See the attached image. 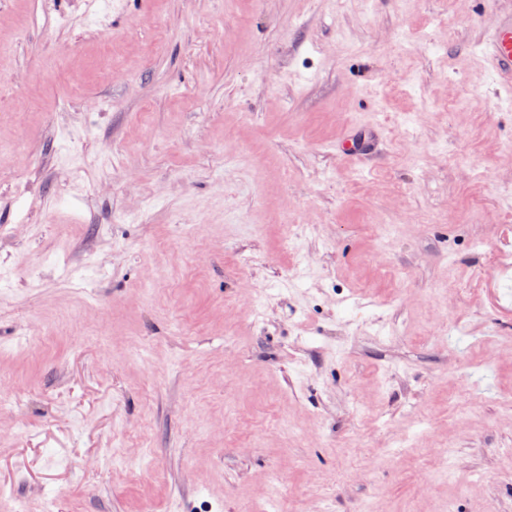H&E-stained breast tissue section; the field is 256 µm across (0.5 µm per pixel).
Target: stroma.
Instances as JSON below:
<instances>
[{"instance_id":"obj_1","label":"stroma","mask_w":512,"mask_h":512,"mask_svg":"<svg viewBox=\"0 0 512 512\" xmlns=\"http://www.w3.org/2000/svg\"><path fill=\"white\" fill-rule=\"evenodd\" d=\"M500 7L0 0V512H512ZM484 57L492 73L508 89L512 88V5L497 16L488 28ZM481 80L478 79H464L462 82V88L460 96L455 102L457 107H467L473 104L483 105L492 110L494 106L487 103L481 96L479 91ZM367 133L372 132L363 126L353 125L349 127L341 141L340 154L347 160H360L372 149L374 144L372 136L369 139H365Z\"/></svg>"}]
</instances>
